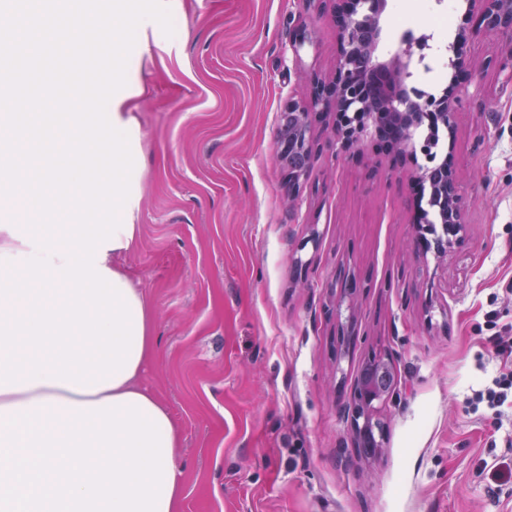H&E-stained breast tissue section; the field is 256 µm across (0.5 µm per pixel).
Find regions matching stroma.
<instances>
[{"label": "stroma", "instance_id": "obj_1", "mask_svg": "<svg viewBox=\"0 0 512 512\" xmlns=\"http://www.w3.org/2000/svg\"><path fill=\"white\" fill-rule=\"evenodd\" d=\"M390 0L422 25L420 2ZM127 75L140 127L136 247L118 259L147 292L158 339L142 375L181 436V512H512V397L478 391L512 373V85L505 34L459 41L430 93L460 99L452 155L466 203L444 260L414 242L418 162L382 140L346 150L313 122L310 170L288 202L277 127L289 96L336 71L331 0H171ZM309 39L293 48L296 29ZM317 244H310V235ZM355 288L341 298L342 281ZM392 351L400 397L380 454L354 446L342 408L363 363Z\"/></svg>", "mask_w": 512, "mask_h": 512}]
</instances>
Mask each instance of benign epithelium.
<instances>
[{
	"label": "benign epithelium",
	"instance_id": "1",
	"mask_svg": "<svg viewBox=\"0 0 512 512\" xmlns=\"http://www.w3.org/2000/svg\"><path fill=\"white\" fill-rule=\"evenodd\" d=\"M386 5L387 0H341L336 15L340 40L336 71L330 79H316L298 98L288 100L279 124L280 154L292 161L288 178L296 192L309 170L313 115H330L332 130L345 145L384 132L392 134L398 152L424 158L416 179L430 189L429 209L416 225V239L433 235L426 250L443 257L464 239L463 196L451 159L437 160L433 140L424 130L441 126L453 135L458 97L445 94L436 99L418 94L412 84L414 54L408 43L389 59H380ZM467 6L479 22L475 30L461 33L460 39L480 33L512 34V0H467ZM375 362L379 371L359 375L343 407L360 448L382 447L386 429L382 411L397 395L395 383L387 382L395 378L392 356H377Z\"/></svg>",
	"mask_w": 512,
	"mask_h": 512
}]
</instances>
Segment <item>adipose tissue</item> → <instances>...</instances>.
I'll return each mask as SVG.
<instances>
[{"label": "adipose tissue", "mask_w": 512, "mask_h": 512, "mask_svg": "<svg viewBox=\"0 0 512 512\" xmlns=\"http://www.w3.org/2000/svg\"><path fill=\"white\" fill-rule=\"evenodd\" d=\"M123 103L80 95L69 112L0 113L39 148L109 163L0 182V512H179L178 428L140 383L152 306L112 262L139 234L137 126ZM35 215L62 233H33Z\"/></svg>", "instance_id": "obj_1"}]
</instances>
